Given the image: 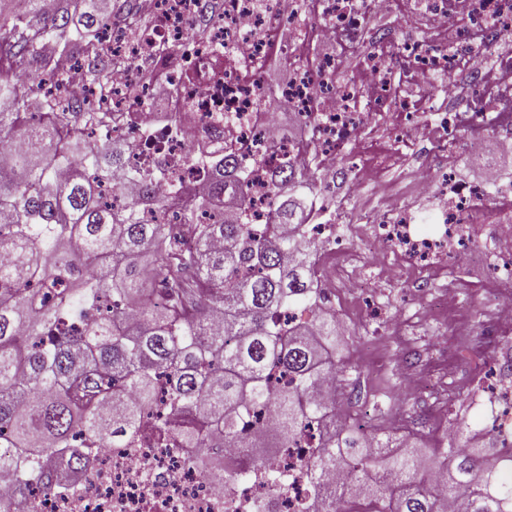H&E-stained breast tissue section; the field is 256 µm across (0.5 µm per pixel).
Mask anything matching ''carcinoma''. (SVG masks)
Wrapping results in <instances>:
<instances>
[{"instance_id": "cac0c4a2", "label": "carcinoma", "mask_w": 512, "mask_h": 512, "mask_svg": "<svg viewBox=\"0 0 512 512\" xmlns=\"http://www.w3.org/2000/svg\"><path fill=\"white\" fill-rule=\"evenodd\" d=\"M104 0H24L0 14V476L13 490L66 493L93 463L89 446L122 448L154 420V442L245 448L247 469L197 454L217 482L261 470L267 448H285L314 426L311 471L350 469L369 501L389 512H512L508 463L469 444V431L425 455L407 436L394 452L336 418L325 376H339L340 329L312 308L317 243L305 239L322 206L320 177L288 163L272 174L267 223L249 222V165L225 144L201 148L209 181L183 216L190 238L165 222L161 177L135 173L122 143L106 137L113 113L88 103L66 110L36 78L53 75L45 40L87 62L92 81L112 66L92 36ZM135 180L140 196L112 205L108 188ZM211 211V224L195 223ZM165 284L156 301L149 270ZM290 307L305 322L281 319ZM269 405L274 432L246 440L245 418ZM309 512H336L346 491L315 480Z\"/></svg>"}]
</instances>
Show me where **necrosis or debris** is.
Masks as SVG:
<instances>
[{"mask_svg":"<svg viewBox=\"0 0 512 512\" xmlns=\"http://www.w3.org/2000/svg\"><path fill=\"white\" fill-rule=\"evenodd\" d=\"M155 35L137 38L129 19L108 21L99 42L122 63L112 76L107 106L122 116L116 137L127 147L134 169L164 172L173 183L202 188L190 156L200 145L221 146L231 131L239 152L251 160V223L263 224L269 210L271 173L283 161L313 165L323 182L337 184L340 164L359 134L382 125L392 109L410 120L413 134L398 137L397 151L362 169L376 187V203L354 219L309 223L322 244L318 261V310L345 322L343 303L370 288H385L411 276L415 285L447 284L439 315L463 330L459 290L466 280L471 249L483 244L493 273L489 284L512 278V213H482L478 200L491 195L512 201V177L501 174L478 146L494 139L512 152V0H312L320 22L303 27L285 0H151ZM299 29L309 51L287 87L270 92L262 75L273 56L289 54L280 39L284 27ZM379 51L359 56L366 38ZM343 49L342 58L315 54L321 40ZM346 77L337 80V69ZM448 80L435 121H415L416 102L429 99L434 77ZM179 87L180 97L170 95ZM184 117L170 126L166 112ZM300 113L307 138L277 135L282 109ZM152 112L142 125L135 112ZM462 132L470 161L482 175L474 183L456 178L460 153L448 146ZM417 164L406 167L407 157ZM402 167L409 183L399 196L385 182V170ZM361 249L340 253L343 235ZM493 343L466 381L468 412L476 423L472 444L512 447V298L491 315ZM315 451L308 438L274 451L262 473L230 486L213 482L185 459L182 449L141 442L103 448L70 493L43 494L34 487L15 496L0 486L11 512H306Z\"/></svg>","mask_w":512,"mask_h":512,"instance_id":"4bbe7bcc","label":"necrosis or debris"}]
</instances>
